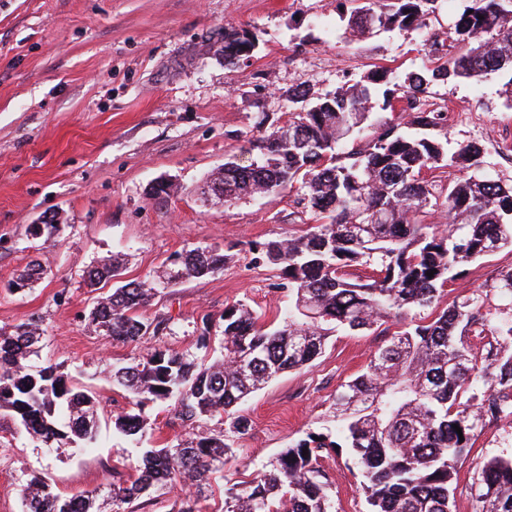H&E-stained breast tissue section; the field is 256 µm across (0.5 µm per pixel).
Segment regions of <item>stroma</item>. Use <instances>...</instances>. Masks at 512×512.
Returning <instances> with one entry per match:
<instances>
[{
    "label": "stroma",
    "mask_w": 512,
    "mask_h": 512,
    "mask_svg": "<svg viewBox=\"0 0 512 512\" xmlns=\"http://www.w3.org/2000/svg\"><path fill=\"white\" fill-rule=\"evenodd\" d=\"M462 0H443L428 27L374 30L354 36L346 27L353 0H0V328L38 318L45 330L39 363L81 369L77 382L98 401L95 448L47 446L20 433L0 411V512H25L20 491L30 475L45 477L72 496L108 491L115 472L133 474L137 448L112 431L113 414L129 395L106 376V364L170 347L210 358L212 335L198 346L202 319L242 301L272 325L290 297L276 271L254 264L256 244L300 234L311 221L294 195L234 203L205 199L199 187L225 158L241 155L257 113L279 118L298 111L296 88L317 98L369 71L400 73L429 64L433 34L445 31ZM247 29L255 50L240 73L224 66V28ZM501 81L434 83L431 109L449 110L448 141L476 142L489 176L512 185V108ZM173 184L152 196L155 182ZM56 218L61 230L35 237L32 224ZM215 245L228 251L223 271L164 289L146 307L167 319L171 334L123 344L87 321L96 295L84 269L115 255L128 279H153L172 254ZM45 274L23 293L8 283L30 262ZM512 251L474 261L446 287L447 307L467 300L492 316L512 310L496 295ZM381 330L330 337L309 367L269 381L238 406L250 426L234 439V454L195 503L222 512L227 480H247L308 433L334 432L330 405L338 387L365 371L385 344ZM156 444L185 439L173 403L148 404ZM469 452L456 461L453 512H477L471 482L484 461L512 457V418L484 420ZM336 512H369L361 474L347 449L324 458Z\"/></svg>",
    "instance_id": "obj_1"
}]
</instances>
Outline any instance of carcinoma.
Masks as SVG:
<instances>
[{
    "label": "carcinoma",
    "instance_id": "1",
    "mask_svg": "<svg viewBox=\"0 0 512 512\" xmlns=\"http://www.w3.org/2000/svg\"><path fill=\"white\" fill-rule=\"evenodd\" d=\"M439 2L357 7L347 25L359 35L374 26L422 29ZM446 37L456 52L418 72L370 71L315 100L294 91L300 111L282 123L262 112L245 133L250 163L232 157L209 175L204 192L226 203L292 190L312 213L303 234L268 241L254 257L287 280L294 303L270 328L241 301L225 305L217 324L202 319L201 343L215 327L224 336V355L207 365L158 347L110 367L112 384L131 394L130 408L113 417L118 433L139 442L150 436L144 407L170 399L189 429L175 446L145 449L136 475L112 482V512L177 484L201 495L233 448L200 421L223 414L230 432L244 433L248 421L236 414L237 405L273 377L310 365L332 333L374 326L387 332L389 320L408 315L413 321L392 332L366 370L336 390V439L310 433L290 445L269 468L225 489L224 512H336L320 458L342 446L360 466L370 512H452L456 458L471 447L485 417L512 416V315L490 317L467 301L439 312L436 305L465 266L512 248V188L482 175V145L448 147L445 112L415 113L409 125L419 133L384 122L372 139H359L377 97L384 110L396 111L401 98L414 110L432 82H481L512 72V0H465ZM254 49L247 31L224 28L229 71ZM448 167L467 175L450 182L440 199L430 187ZM431 208L448 216V228L425 223ZM227 259L216 247L184 250L168 258L162 278L175 277L177 285L204 279L224 270ZM43 274L41 265H28L8 288L23 292ZM123 275L117 257L84 271L91 288L113 281L90 323L126 343L164 334L168 320L143 315L160 292L157 283ZM43 336L33 318L0 329V410L33 440L90 448L96 399L58 366L32 363ZM475 486L478 512H512V457L485 461ZM21 493L26 512H96L95 490L64 497L32 477Z\"/></svg>",
    "mask_w": 512,
    "mask_h": 512
}]
</instances>
